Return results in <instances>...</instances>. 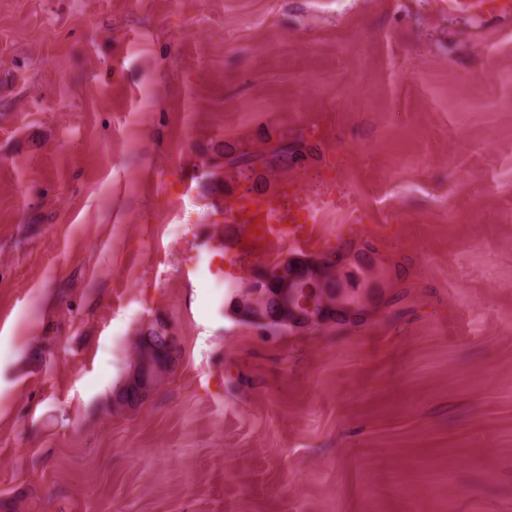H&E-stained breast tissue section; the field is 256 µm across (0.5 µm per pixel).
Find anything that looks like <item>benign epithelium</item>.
Instances as JSON below:
<instances>
[{"mask_svg": "<svg viewBox=\"0 0 512 512\" xmlns=\"http://www.w3.org/2000/svg\"><path fill=\"white\" fill-rule=\"evenodd\" d=\"M369 261L372 275L370 277L369 292L367 296L355 302L346 300L342 293L343 278L341 274L357 263L359 259ZM326 267L318 257H293L280 259L277 275L283 280L284 291L275 296L277 303L288 311L285 323L291 330H307L312 328H327L347 325L356 320H372L388 308L387 291L393 285L387 281L386 271L379 261L376 249L371 243H364L358 249H348L336 260L333 271L338 274L336 307L346 314V319L333 323L325 317V304L320 298V287L326 275ZM243 287L250 290L251 296L261 299L265 296V276L262 271L250 274ZM238 317L245 323L265 330L270 327V318L262 307L253 305L251 308H241ZM161 335L156 340L163 344L167 358L161 362L148 361L135 364L128 375L127 383L136 388L137 397L124 403L125 410L132 411L144 406L162 382L176 370L180 354L175 350L174 344L179 337L171 327L159 328Z\"/></svg>", "mask_w": 512, "mask_h": 512, "instance_id": "7a95c632", "label": "benign epithelium"}]
</instances>
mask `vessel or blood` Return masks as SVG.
Segmentation results:
<instances>
[{
	"instance_id": "obj_1",
	"label": "vessel or blood",
	"mask_w": 512,
	"mask_h": 512,
	"mask_svg": "<svg viewBox=\"0 0 512 512\" xmlns=\"http://www.w3.org/2000/svg\"><path fill=\"white\" fill-rule=\"evenodd\" d=\"M331 203L328 197L313 199L292 181L264 195L236 193L224 207L227 223L236 230L235 259L257 263L289 246L311 248L319 240L316 214Z\"/></svg>"
}]
</instances>
